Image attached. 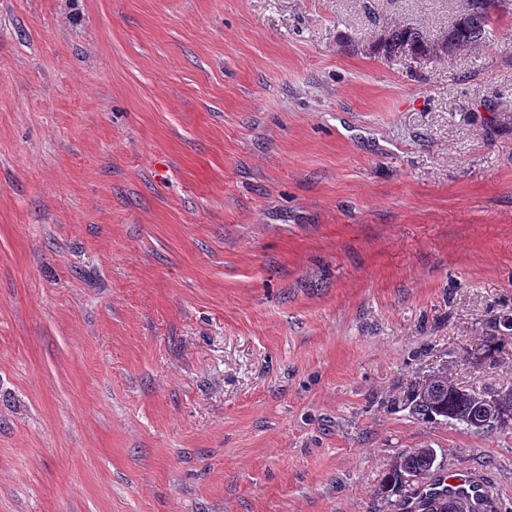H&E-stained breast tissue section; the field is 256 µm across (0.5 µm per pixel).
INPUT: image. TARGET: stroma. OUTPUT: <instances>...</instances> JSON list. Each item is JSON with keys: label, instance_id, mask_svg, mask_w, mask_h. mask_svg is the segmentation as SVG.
<instances>
[{"label": "stroma", "instance_id": "35a3bbf8", "mask_svg": "<svg viewBox=\"0 0 512 512\" xmlns=\"http://www.w3.org/2000/svg\"><path fill=\"white\" fill-rule=\"evenodd\" d=\"M466 0H0V512H394L432 448L512 512V12ZM510 4L505 0H468L466 9L447 35L431 38L411 24L386 27L368 45V50L374 55L410 54L419 59L441 58L454 49L484 40L488 25L502 12H510ZM411 413L421 419L443 417L466 426L474 419L487 420L482 431L512 429V390L493 396H478L461 390L447 377L429 380L426 393L415 385L409 395ZM470 427V428H469Z\"/></svg>", "mask_w": 512, "mask_h": 512}]
</instances>
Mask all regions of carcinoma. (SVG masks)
Returning <instances> with one entry per match:
<instances>
[{
	"instance_id": "cac0c4a2",
	"label": "carcinoma",
	"mask_w": 512,
	"mask_h": 512,
	"mask_svg": "<svg viewBox=\"0 0 512 512\" xmlns=\"http://www.w3.org/2000/svg\"><path fill=\"white\" fill-rule=\"evenodd\" d=\"M512 10L507 0H468L464 12L455 20L448 34L431 38L411 24L384 28L368 45L374 55L410 54L419 59L448 55L454 49L476 44L485 39L487 27L503 12ZM411 413L421 419L454 420L465 426L475 419H484V429H512V390L493 396L468 393L448 381L429 380L427 392L415 388L409 395ZM438 474L436 453L432 448H411L393 462L385 475L381 493L397 496L394 507L399 512H448L459 498L448 497L450 490ZM479 479L469 480L472 492L471 512H496L488 497L478 491Z\"/></svg>"
}]
</instances>
